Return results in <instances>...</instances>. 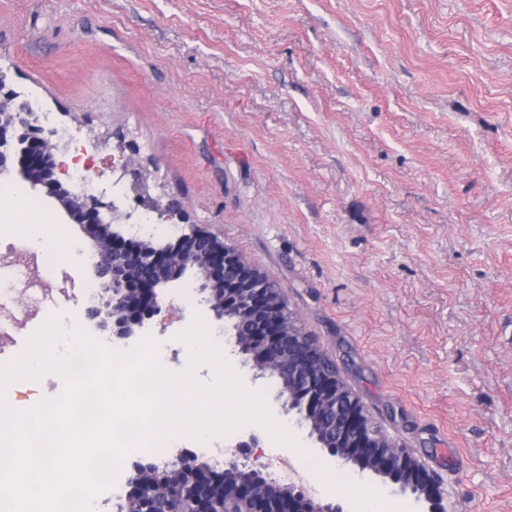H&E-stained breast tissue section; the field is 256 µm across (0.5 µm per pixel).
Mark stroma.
Wrapping results in <instances>:
<instances>
[{
  "mask_svg": "<svg viewBox=\"0 0 512 512\" xmlns=\"http://www.w3.org/2000/svg\"><path fill=\"white\" fill-rule=\"evenodd\" d=\"M0 80L93 151V192L128 163L153 195L273 280L387 435L440 476L445 512H512V0H0ZM39 278L85 321L95 249ZM144 338L179 369L184 331L223 343L177 280ZM230 356L273 413L277 376ZM318 499L356 512L386 478L297 426ZM348 483L335 481L336 472Z\"/></svg>",
  "mask_w": 512,
  "mask_h": 512,
  "instance_id": "obj_1",
  "label": "stroma"
}]
</instances>
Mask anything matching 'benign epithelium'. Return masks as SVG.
<instances>
[{
    "label": "benign epithelium",
    "mask_w": 512,
    "mask_h": 512,
    "mask_svg": "<svg viewBox=\"0 0 512 512\" xmlns=\"http://www.w3.org/2000/svg\"><path fill=\"white\" fill-rule=\"evenodd\" d=\"M53 136L55 131L45 129L25 104L0 105V176L22 161L31 186L56 201L97 249L98 260L91 269L97 293L86 310L96 328L111 331L118 340L143 335L146 320L161 308L157 289L189 268L196 270V290L206 295L216 319L231 323L227 342L250 355L256 369L282 379L283 409L297 411L312 424L325 419L331 407L341 408L336 431L345 447L321 442L329 456L355 462L363 471L395 474L400 493L420 490L422 495L415 499L428 502L429 512H441L439 476L383 432L261 269L224 239L195 225L164 244L124 236L118 225L132 213L122 216L103 196L73 191L61 160L66 149L53 142ZM123 170L132 177L139 206L173 224L188 223L179 204L163 205L151 196L147 171L126 166ZM243 447L236 444L222 470L184 452L173 454L165 469L174 484L166 488L152 463L136 464L127 512H343L307 496L301 487L277 483L257 460H239Z\"/></svg>",
    "instance_id": "1"
}]
</instances>
